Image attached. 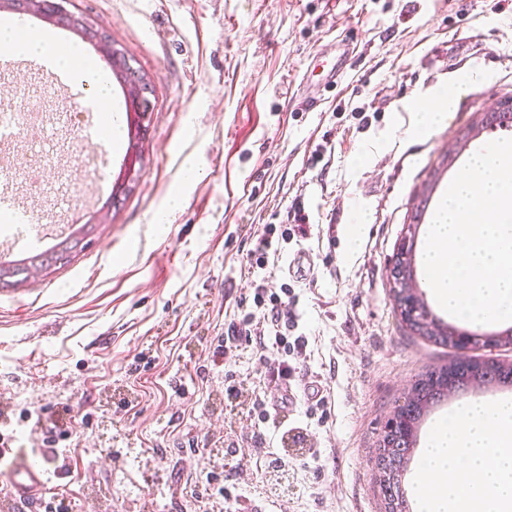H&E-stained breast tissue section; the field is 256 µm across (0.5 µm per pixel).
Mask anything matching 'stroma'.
I'll return each instance as SVG.
<instances>
[{"instance_id":"35a3bbf8","label":"stroma","mask_w":512,"mask_h":512,"mask_svg":"<svg viewBox=\"0 0 512 512\" xmlns=\"http://www.w3.org/2000/svg\"><path fill=\"white\" fill-rule=\"evenodd\" d=\"M72 3L151 79L148 130L126 181L127 143L104 156L77 145L73 98L37 66L0 68V107L25 122L0 177L31 198L36 223L97 226L70 263L0 287V424L32 450L46 428L67 427L74 470L50 489L69 512H194L202 496L214 512H384L383 427L420 374L459 356L401 325L389 267L410 232L423 277L414 200L440 202L470 157L460 130L512 96V0ZM347 36L357 54L344 81L314 111L289 107ZM450 87L453 107L423 122ZM75 191L84 203L72 213ZM174 192L182 209L154 224ZM265 224L292 234L252 271L246 253ZM297 255L310 264L302 277L288 272ZM259 280L287 290L308 339L292 388L309 379L326 398L300 395L276 425L258 424L246 398L280 395L254 345L217 351ZM497 394L447 395L415 448L451 407ZM26 410L42 425L22 421ZM268 448L288 465L287 493L266 485Z\"/></svg>"}]
</instances>
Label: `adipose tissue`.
<instances>
[{"mask_svg":"<svg viewBox=\"0 0 512 512\" xmlns=\"http://www.w3.org/2000/svg\"><path fill=\"white\" fill-rule=\"evenodd\" d=\"M17 53L50 59L62 73L91 83L104 110L112 108L108 82L76 46L30 31L14 19L0 27V42ZM419 512H512V399L457 406L421 450L415 477Z\"/></svg>","mask_w":512,"mask_h":512,"instance_id":"adipose-tissue-1","label":"adipose tissue"}]
</instances>
